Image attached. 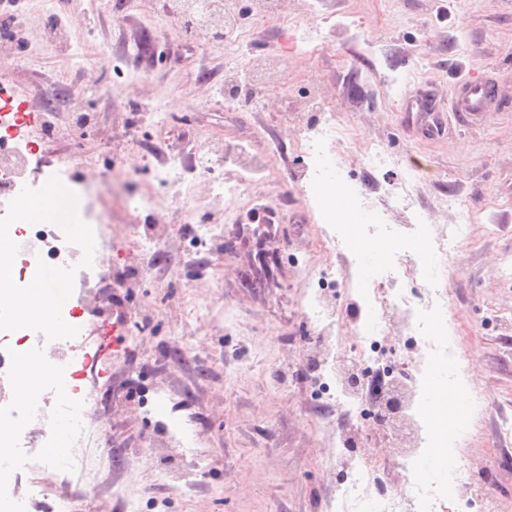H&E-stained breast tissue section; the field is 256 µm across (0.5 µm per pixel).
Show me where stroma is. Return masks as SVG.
Instances as JSON below:
<instances>
[{"label":"stroma","instance_id":"stroma-1","mask_svg":"<svg viewBox=\"0 0 512 512\" xmlns=\"http://www.w3.org/2000/svg\"><path fill=\"white\" fill-rule=\"evenodd\" d=\"M282 11L307 19L330 16L318 58L291 51L290 33L268 22L245 56L203 48L166 20L159 0H23V28L10 42L18 62L10 75L32 111L59 102L56 131H36L45 160L80 157L76 177L124 168L125 192L151 189L162 214L133 211L119 198L97 201L109 217L105 240L124 246L109 256L102 306L85 316L93 364L87 384L96 411L83 453L100 480L84 512H350L340 495L362 449L372 451L383 485L399 471L388 451L393 435L368 417L349 418L320 386L309 360L323 349L312 339L304 307L324 287L326 268L343 270L334 295L336 354L351 359V338L371 318L370 293L389 292L388 278L369 282L343 256L315 247L324 233L318 193L302 178L301 142L324 120L310 111L313 88L336 106L341 179L361 198L407 224L422 210L436 227L474 211L472 243L461 244L446 277L448 334L478 406L455 422L453 473L430 480L462 482L468 512H512V278L497 268L512 253V0H280ZM70 31L71 48H47V12ZM111 60L92 65L101 49ZM37 58L36 67L27 59ZM279 59L286 83L260 88L256 100L231 99L226 80L245 82L251 68ZM493 74L507 107L468 124L444 110L445 131L432 135L404 121V103L469 75ZM299 122L283 120L288 104ZM171 126L155 122L156 113ZM271 153L242 200L209 205L208 182L192 154L201 136ZM380 142L387 163H358L365 141ZM179 156L181 185L152 174ZM419 161L407 197L398 188ZM170 229L160 248L135 246L156 220ZM211 227L199 238L201 227ZM128 311L116 322L112 304ZM193 435L204 467L189 493L165 474L189 468L174 436ZM121 448L113 457V448Z\"/></svg>","mask_w":512,"mask_h":512}]
</instances>
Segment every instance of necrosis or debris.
Instances as JSON below:
<instances>
[{"mask_svg":"<svg viewBox=\"0 0 512 512\" xmlns=\"http://www.w3.org/2000/svg\"><path fill=\"white\" fill-rule=\"evenodd\" d=\"M278 4L279 0H252L250 14L244 21L225 13L221 0H164L162 12L166 17L180 20L183 33L203 46L208 44L215 29H223L225 56L238 57L248 50L251 31L263 27L277 15ZM34 119L12 93L0 90V236L10 237L17 256L11 292L0 294V438L11 441L14 448L12 454L0 456V512H30V496L18 491L19 470L30 449L37 445L49 450L54 444H62L63 454L48 453L41 457V464L76 480L87 495H95L98 490V476L86 467L80 454L87 432L85 423L96 398L93 392L77 384L82 371L79 360L70 353V339L79 333L78 311H91L99 305L91 276L102 263L106 245L98 228L107 223L108 217L86 204L66 206L61 217L19 219L25 202L40 199L48 187L67 181L72 165L68 158L49 171L32 165L31 160L39 150L38 143L29 135ZM338 132L336 120L331 117L305 140L303 150L311 160L306 175L316 185L330 182L339 171L332 148ZM233 160L243 171V178L234 182L213 180L212 194L239 198L249 192L251 174L270 165L269 156L244 151L235 153ZM351 207L359 214L360 225L354 230L332 229L321 241L320 250L331 254L352 238L374 239L380 243L381 255L358 251L355 259L374 263L379 272L395 281L413 278L416 268L397 260L402 238L396 227L380 223L362 200H352ZM473 222L470 211L459 210L455 223L433 236L422 219H415L413 230L430 240L434 280H441L447 274L456 244L468 237ZM77 224L82 225V233L74 232ZM49 271L79 291L74 303L66 305L61 313L68 323V333L64 336L57 330L44 328L35 316L18 309L30 284ZM447 297V292L437 288L421 300L402 289L379 297L381 314L373 317L358 336L359 370L370 371L377 339L386 335L389 317L394 314L401 319L403 331L415 338L417 375L430 374L438 359L449 352L448 341L442 335L448 327ZM21 358L42 363L50 392L70 391V399L53 403L48 394L40 393L26 400L24 406H16L12 399L13 383L17 361ZM398 465L401 482L371 500L365 489L374 480L375 469L369 458H362L344 488L345 498L357 507H370L371 512H439L448 494L447 487L423 482L408 456H401Z\"/></svg>","mask_w":512,"mask_h":512,"instance_id":"necrosis-or-debris-1","label":"necrosis or debris"}]
</instances>
